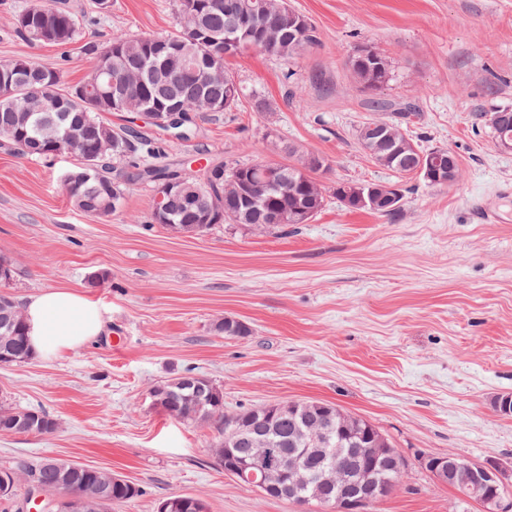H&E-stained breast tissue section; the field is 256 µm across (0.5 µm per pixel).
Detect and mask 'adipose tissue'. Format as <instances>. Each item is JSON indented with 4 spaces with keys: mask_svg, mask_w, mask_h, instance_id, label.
Listing matches in <instances>:
<instances>
[{
    "mask_svg": "<svg viewBox=\"0 0 512 512\" xmlns=\"http://www.w3.org/2000/svg\"><path fill=\"white\" fill-rule=\"evenodd\" d=\"M29 344L39 356H59L102 335L103 307L73 288H53L29 297L25 305Z\"/></svg>",
    "mask_w": 512,
    "mask_h": 512,
    "instance_id": "ef3b65f1",
    "label": "adipose tissue"
}]
</instances>
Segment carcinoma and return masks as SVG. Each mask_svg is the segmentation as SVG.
<instances>
[{
  "label": "carcinoma",
  "instance_id": "obj_1",
  "mask_svg": "<svg viewBox=\"0 0 512 512\" xmlns=\"http://www.w3.org/2000/svg\"><path fill=\"white\" fill-rule=\"evenodd\" d=\"M204 12L200 20L182 14L177 10L181 29L170 36L158 38L118 34L110 38L105 47L85 44V51L98 56L105 48L115 43L125 45L124 51L112 57V75L124 76L123 98L135 106L140 103L158 105L165 110L175 108L187 115V121L200 114L226 112L235 107L243 96V89L229 70L230 59L224 57V36L233 32L240 41L251 43L256 40L252 30H245L236 23L237 0H217L214 6L210 0H200ZM267 3V12L261 17V24L274 30L273 42L268 48L260 49L263 54L282 59H292L304 50L320 42L315 25L300 31L288 25L289 17L297 19L302 14L278 12L284 0H259ZM20 14L28 22L13 28L14 36L28 43H39V32L48 27L52 36L51 44L65 48L79 40L80 23L71 9L54 5L49 0H29ZM197 56L218 63L222 68L219 75L206 77L198 70L183 67L182 58ZM348 69L357 82L365 89L375 91L390 78V64L387 58L373 47L360 49L347 63ZM0 73L9 75L15 81L16 93L10 98H0V139L17 155L47 159L55 157L48 140L59 137L64 129L73 125L84 131V151L94 155L99 144L104 152L97 158L96 168L88 171L86 178L65 188L74 206L89 216L107 217L117 208L123 195V186L137 181H148L160 187L168 179L181 173L179 169L159 168L147 162V158L158 154L152 142L139 136L127 127L114 128L102 118L104 113L114 112L110 87H102L104 79L94 80L89 74L74 88L61 92L56 99L51 91L60 88L61 75L57 68L47 67L33 59L16 57L0 61ZM28 100V111L32 118L22 120L23 109L20 101ZM500 111L488 115H476V119L488 124L493 138L512 139V123L500 124L496 117ZM418 113L415 107L407 105L404 111L392 118H373L358 126L356 138L360 148L371 160L397 176L393 185L400 193L406 191V180L417 175V170L426 166L430 150L422 148L410 134L409 126L415 124ZM281 150L288 154V161L237 164L228 169L224 162L206 160L202 173L207 183L201 187L203 202L216 208L220 224H238L235 211L229 201L232 182L240 177L253 178L264 184H273L268 191L270 207L251 210L248 223L254 231L265 233L274 229L283 230L288 224L277 217L289 214L299 206H307L316 214L324 206V187L319 175L328 169L326 158L304 152L293 145H284ZM444 162L437 172L424 179L431 185L448 184V167L455 169V177L461 176L460 162L451 150L441 147ZM170 222L173 224H194L197 208L181 199L168 201ZM8 302V309L0 306V314L8 316L0 323L7 322L14 336L13 347L0 348V364L25 363L34 357L26 332L25 317L20 307L7 293L0 292V302ZM216 330L227 337H244L250 328L243 322L226 318L216 324ZM182 374L166 380L154 391L161 399L166 414L190 422L214 420L224 424L222 439L214 449L216 462L224 467V461L233 462L251 455L246 439L255 434L262 441L264 453L255 459L256 471H266L283 458L294 455V436L300 426L310 435L321 431L326 441L318 444L311 452L303 454L301 461L306 465L310 479L308 488L290 498L301 502L306 495H317L316 503L328 508L336 503V489L319 485L321 475L343 459L354 475L377 485L390 481L400 483L407 464L397 449L377 461H367L360 449L372 447L374 437L381 431L370 422L354 416L335 404L318 400L296 401L291 410L274 414L269 406L242 409L230 414L232 422H225L224 391L206 377L193 379ZM24 409L0 402V433L13 434L11 421L22 415ZM56 468L42 473L49 492L54 493L60 484L77 494L94 484L106 469L87 467L74 470L70 463L55 459ZM139 488L124 486L112 490V497L93 503L90 512H105L112 504H121L138 496Z\"/></svg>",
  "mask_w": 512,
  "mask_h": 512
}]
</instances>
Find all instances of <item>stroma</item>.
I'll use <instances>...</instances> for the list:
<instances>
[{"label":"stroma","mask_w":512,"mask_h":512,"mask_svg":"<svg viewBox=\"0 0 512 512\" xmlns=\"http://www.w3.org/2000/svg\"><path fill=\"white\" fill-rule=\"evenodd\" d=\"M81 45L62 51L17 39L27 0H0V60L26 56L60 68L75 86L92 58L82 44L111 36L176 33L175 0H65ZM320 42L292 60L248 51L229 68L247 94L229 112L197 117L190 141H171L142 116L134 123L164 145L165 161L206 149L224 164L280 160L283 141L324 156L329 194L310 223L259 234L220 224L185 237L150 221L152 185H128L112 215L78 211L64 189L75 165L23 158L0 144V258L15 270L16 302L75 287L107 311L105 332L60 357L0 364V401L52 415L47 434H0V468L46 457L111 470L136 487L112 512H156L162 499H201L207 512H323L264 496L226 476L213 450L216 423L185 422L152 405L153 388L186 372L224 392L228 412L293 400L339 405L378 427L407 459L402 484L378 512H482L437 482L418 455L496 458L512 485V149L499 148L476 113L512 108V0H288ZM364 44L388 58L376 93L412 102L413 135L453 150L462 175L431 186L409 180L397 216L344 208L340 181L391 182L357 143L371 113L346 61ZM273 109L256 112L253 97ZM500 220L481 224L476 204ZM232 317L251 333L215 329Z\"/></svg>","instance_id":"1"}]
</instances>
